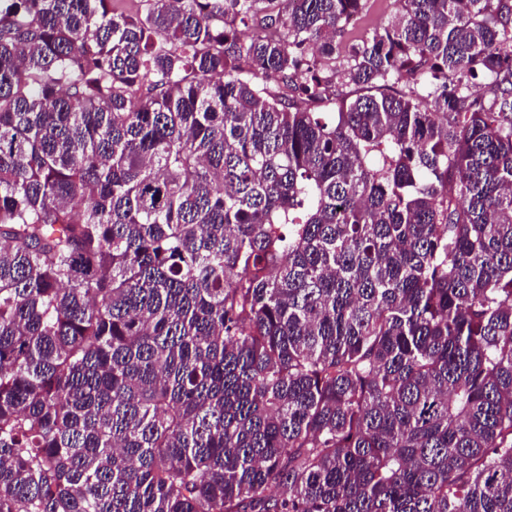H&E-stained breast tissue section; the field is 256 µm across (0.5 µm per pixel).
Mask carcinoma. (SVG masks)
I'll use <instances>...</instances> for the list:
<instances>
[{
  "label": "carcinoma",
  "instance_id": "1",
  "mask_svg": "<svg viewBox=\"0 0 512 512\" xmlns=\"http://www.w3.org/2000/svg\"><path fill=\"white\" fill-rule=\"evenodd\" d=\"M143 2L0 0V512H512V0ZM366 11L360 20V27L373 30L385 23L394 12L396 4L392 0H368Z\"/></svg>",
  "mask_w": 512,
  "mask_h": 512
}]
</instances>
